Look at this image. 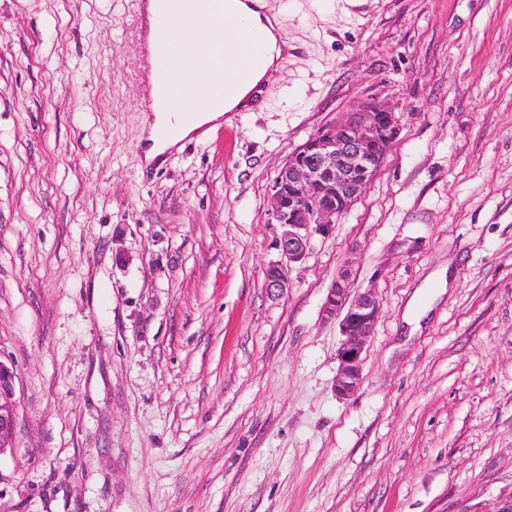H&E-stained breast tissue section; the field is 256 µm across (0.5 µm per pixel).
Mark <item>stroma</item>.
Masks as SVG:
<instances>
[{"label": "stroma", "instance_id": "35a3bbf8", "mask_svg": "<svg viewBox=\"0 0 512 512\" xmlns=\"http://www.w3.org/2000/svg\"><path fill=\"white\" fill-rule=\"evenodd\" d=\"M269 2L288 57L261 107L148 169L134 0H0V512L512 501V0ZM366 101L397 139L271 296L277 174ZM345 268L380 315L342 399ZM13 371L0 361V452L11 444L17 414Z\"/></svg>", "mask_w": 512, "mask_h": 512}]
</instances>
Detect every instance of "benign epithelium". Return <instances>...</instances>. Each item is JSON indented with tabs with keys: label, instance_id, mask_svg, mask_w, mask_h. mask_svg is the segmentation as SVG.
<instances>
[{
	"label": "benign epithelium",
	"instance_id": "obj_1",
	"mask_svg": "<svg viewBox=\"0 0 512 512\" xmlns=\"http://www.w3.org/2000/svg\"><path fill=\"white\" fill-rule=\"evenodd\" d=\"M397 130L398 118L389 106L362 103L290 155L271 195L272 220L280 228L274 246L288 265L304 262L314 237L332 233L382 166ZM266 287L278 293L288 288L281 262L268 266ZM324 312L340 318L335 387L339 396L349 397L359 384L362 354L379 317V304L371 289L350 295L343 271L329 290ZM13 379V371L0 362V453L11 444L16 424Z\"/></svg>",
	"mask_w": 512,
	"mask_h": 512
}]
</instances>
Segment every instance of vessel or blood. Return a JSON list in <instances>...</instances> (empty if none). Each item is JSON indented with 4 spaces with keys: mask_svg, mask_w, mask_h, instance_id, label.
<instances>
[{
    "mask_svg": "<svg viewBox=\"0 0 512 512\" xmlns=\"http://www.w3.org/2000/svg\"><path fill=\"white\" fill-rule=\"evenodd\" d=\"M162 7L153 17V30L164 38L165 46L150 58L151 66L162 70L166 78L155 85L144 100L146 111L158 108L178 109L183 100L204 96L207 106H223L226 99L238 88L249 85L256 65L264 55V42L258 35H251L249 44L241 55L226 57L224 61H209L200 66L193 78H182L187 59L180 44L169 40L172 25L186 21L193 29L224 32L226 39H233V32L224 29V0H160Z\"/></svg>",
    "mask_w": 512,
    "mask_h": 512,
    "instance_id": "obj_1",
    "label": "vessel or blood"
}]
</instances>
